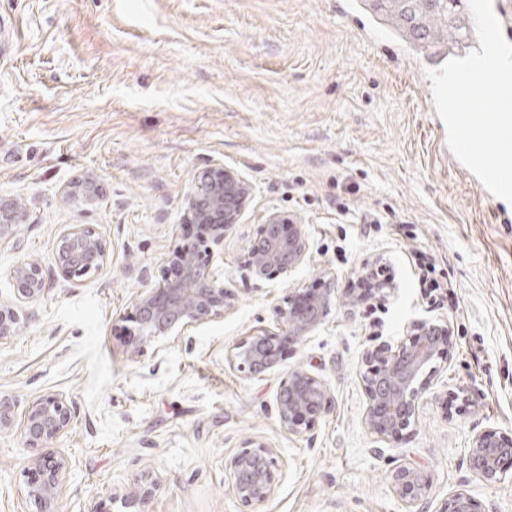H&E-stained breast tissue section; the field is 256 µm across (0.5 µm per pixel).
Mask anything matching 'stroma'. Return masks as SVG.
<instances>
[{"label": "stroma", "instance_id": "35a3bbf8", "mask_svg": "<svg viewBox=\"0 0 512 512\" xmlns=\"http://www.w3.org/2000/svg\"><path fill=\"white\" fill-rule=\"evenodd\" d=\"M0 0V198L27 220L0 243V304L17 300L8 269L38 259L52 286L34 319L0 343V394L15 401L0 430V512H36L27 497V407L60 396L73 422L40 452L63 456L60 512H110L137 480L155 486L138 512H241L226 464L245 440L268 445L278 488L261 512H407L392 486L420 469L428 512L466 490L479 512H512V468L489 485L468 448L481 431L512 435V204L476 188L429 109V71L444 48L415 49L379 21L371 0ZM220 160L253 185L214 258L237 293L223 320L169 341L161 356L127 345L135 300L183 244L198 172ZM89 176L92 204L60 190ZM302 217L310 259L288 280L243 268L259 218ZM68 224L109 242L99 274L63 283L56 243ZM423 249L454 286L433 304L408 263ZM382 262L395 285L383 302L337 303L279 368L247 376L233 346L273 328L294 288L332 281L344 296ZM448 323L450 356L399 440L366 429L359 371L368 346L415 320ZM321 379L335 408L302 436L281 428L285 371Z\"/></svg>", "mask_w": 512, "mask_h": 512}]
</instances>
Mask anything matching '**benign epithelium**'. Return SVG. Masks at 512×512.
I'll return each mask as SVG.
<instances>
[{"mask_svg": "<svg viewBox=\"0 0 512 512\" xmlns=\"http://www.w3.org/2000/svg\"><path fill=\"white\" fill-rule=\"evenodd\" d=\"M64 200L81 198L93 203L99 197V185L91 178L78 177L60 192ZM251 183L237 170L216 161L197 176L193 194L185 211L189 224L211 228L209 245L184 243L166 258L164 270L153 286L140 294L134 320L138 337L132 339V351L158 339H170L224 317L235 308L233 289L224 287V278L201 256L212 247L224 244L226 232L238 223L251 200ZM26 205L18 198H0V241L12 238L24 221ZM256 237L251 244L245 271L259 281H272L290 275L309 259V242L304 224L294 214L272 212L261 216ZM110 260L107 240L89 224L67 226L57 239V270L64 282H75L103 270ZM180 268L173 279L169 267ZM9 277L19 302L32 303L47 291L46 277L34 259L17 263ZM382 280L371 296L358 290L349 292L351 306L374 299H385ZM336 306V289L331 283L322 288H304L283 297L273 308L276 330H261L246 336L231 349L229 363L241 373L254 376L280 363L282 353L314 332ZM25 312L18 306L0 305V342L17 335ZM449 353L448 326L430 320L414 322L410 334L397 342L382 341L365 350L362 357L361 383L367 405L364 422L370 434L381 441L402 435L415 419L419 397L428 388L427 366ZM335 405L330 391L316 376L302 368L285 373L277 395L280 426L294 435L312 431ZM72 423V412L61 397H48L34 404L24 416L23 437L29 448L63 435ZM470 466L488 484L501 481L504 465L512 463V437L495 430L474 436L469 450ZM272 450L263 442L251 440L229 462L235 496L247 512H256L275 496ZM36 478L27 495L38 512H56L63 494L67 464L55 456L31 460ZM396 493L414 512H425L428 488L421 473L403 466L392 474ZM444 512H474V503L465 492L448 498Z\"/></svg>", "mask_w": 512, "mask_h": 512, "instance_id": "1", "label": "benign epithelium"}]
</instances>
